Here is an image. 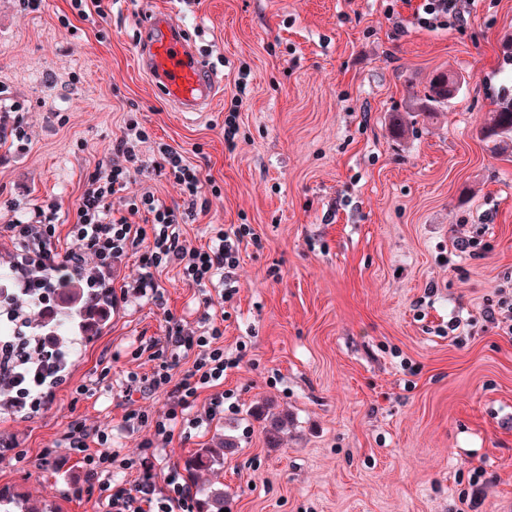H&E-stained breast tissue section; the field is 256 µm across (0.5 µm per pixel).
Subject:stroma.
<instances>
[{
    "mask_svg": "<svg viewBox=\"0 0 512 512\" xmlns=\"http://www.w3.org/2000/svg\"><path fill=\"white\" fill-rule=\"evenodd\" d=\"M24 2L0 0V270L16 247L6 225L50 207L56 250L73 249L76 205L99 164L122 162L131 118L150 140L115 215L149 228L130 205L150 194L185 214L187 247L214 224L251 225L259 242L242 244L228 301L173 265L157 275L162 300L139 293L141 242L99 269L116 295L110 326L45 403L0 414V487L104 512L76 495L85 469L63 434L77 418L105 428L113 480H135L123 462L150 429L128 427L119 393L129 373L151 374L141 345L171 315L198 335L221 323L225 356L242 361L224 378L235 410L157 449L158 476L228 436L229 512H512V337L482 318L512 289V153L479 136L512 98V0H474L460 29L401 35L382 0H102L82 17L70 0ZM158 10L214 69L210 111H178L137 67ZM438 71L460 76L457 95L394 137ZM158 142L200 170L196 201L155 167ZM473 235L477 259L456 248ZM262 410L288 419L279 447Z\"/></svg>",
    "mask_w": 512,
    "mask_h": 512,
    "instance_id": "stroma-1",
    "label": "stroma"
}]
</instances>
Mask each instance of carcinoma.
Instances as JSON below:
<instances>
[{
	"mask_svg": "<svg viewBox=\"0 0 512 512\" xmlns=\"http://www.w3.org/2000/svg\"><path fill=\"white\" fill-rule=\"evenodd\" d=\"M458 78L448 72L434 74L429 80L424 102H415L410 113L423 112L435 117L458 90ZM479 134L497 149L512 146V100L502 102L487 113ZM95 274L85 269L74 274L63 264L50 261L42 265L27 264L23 250H17L11 273L0 275V303L8 310L20 311L14 289L26 292L28 304H38L36 330L26 334L15 329L12 321L0 322V343L16 342L24 348L30 361L28 376L41 375L39 389L49 390L73 366L82 346L101 335L112 320L114 299L112 285L100 282L97 288L85 287ZM263 432L268 446L280 445L282 421L264 418ZM236 443L224 438L219 445L208 444L196 449L183 460L182 470L196 488L197 512H221L224 509V455L233 451ZM207 472L215 479L199 483V475ZM0 512H54L49 505L35 509L23 493L12 487L0 488Z\"/></svg>",
	"mask_w": 512,
	"mask_h": 512,
	"instance_id": "carcinoma-1",
	"label": "carcinoma"
}]
</instances>
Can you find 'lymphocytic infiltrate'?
Masks as SVG:
<instances>
[{
    "mask_svg": "<svg viewBox=\"0 0 512 512\" xmlns=\"http://www.w3.org/2000/svg\"><path fill=\"white\" fill-rule=\"evenodd\" d=\"M385 12L394 22L397 32L414 27L426 30L452 29L466 23L465 0H386ZM148 138L137 120H128L126 134L117 145L126 159L125 165H110L85 190L76 208V221L71 235L78 241L75 251L58 253L53 237L56 227L54 213H47L40 224H11L7 230L18 243L32 254L48 260H62L72 268L83 267L86 257L98 265L112 266L124 256L130 244L144 236L153 241L141 256L142 274L137 283L141 291L157 292L156 269L175 263L181 266L183 279L189 287L217 285L224 298L237 292L233 273L239 265L241 243L252 230L242 224L232 230L217 227L207 248H187L180 241V220L174 210L159 204L153 196L140 200L151 216L150 229H143L115 217L110 199L124 188L132 165L138 164L135 145ZM157 168L169 171L188 197H197L202 179L200 171L170 145L157 147L154 159ZM224 331L220 325L209 326L195 336L185 331L175 318H168L165 334L151 341V357L156 365L150 375L129 374L123 390L125 421L131 426L152 424L153 433L142 444L137 460L139 475L132 484H113L112 464L117 458L108 444V435L100 429H88L82 422H71L63 436L71 455L85 466L89 489L98 491L106 502L107 512H195L196 498L178 466H170L164 483H156L153 475L155 449L172 443L177 425L199 427L202 420H214L224 412L228 393L222 392L226 370L235 368L236 360L225 357L219 341ZM181 376H174V369ZM210 390L203 417H189L203 390ZM165 393L169 408L163 416L149 418L144 411L133 408L134 396L147 397Z\"/></svg>",
    "mask_w": 512,
    "mask_h": 512,
    "instance_id": "1",
    "label": "lymphocytic infiltrate"
}]
</instances>
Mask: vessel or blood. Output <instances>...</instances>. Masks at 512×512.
Here are the masks:
<instances>
[{"label": "vessel or blood", "mask_w": 512, "mask_h": 512, "mask_svg": "<svg viewBox=\"0 0 512 512\" xmlns=\"http://www.w3.org/2000/svg\"><path fill=\"white\" fill-rule=\"evenodd\" d=\"M137 57L141 70L178 111H205L218 94L215 75L199 60L182 25L167 13L149 17Z\"/></svg>", "instance_id": "1"}]
</instances>
